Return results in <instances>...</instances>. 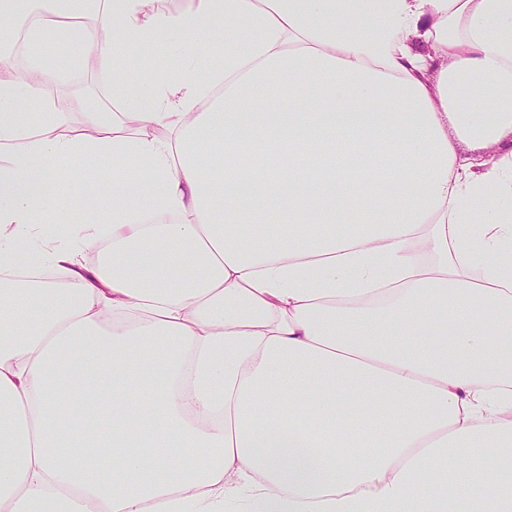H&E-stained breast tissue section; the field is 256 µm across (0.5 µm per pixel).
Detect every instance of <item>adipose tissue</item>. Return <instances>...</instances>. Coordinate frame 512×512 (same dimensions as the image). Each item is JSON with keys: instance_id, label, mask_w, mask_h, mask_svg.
Here are the masks:
<instances>
[{"instance_id": "obj_1", "label": "adipose tissue", "mask_w": 512, "mask_h": 512, "mask_svg": "<svg viewBox=\"0 0 512 512\" xmlns=\"http://www.w3.org/2000/svg\"><path fill=\"white\" fill-rule=\"evenodd\" d=\"M0 147V512H512V0H0ZM55 64L64 74L62 82L56 87L50 99L56 108L61 111L67 110L70 98L74 95L98 104L104 112H119L121 106L113 101L112 89L108 90L109 84L112 83V71L97 65L95 59L81 43L72 41L61 44ZM102 70L111 71L107 74L106 82H102L99 78V72ZM89 170H95L101 177L112 180V164L88 160L71 166L66 170V177L76 193H81L85 189Z\"/></svg>"}]
</instances>
